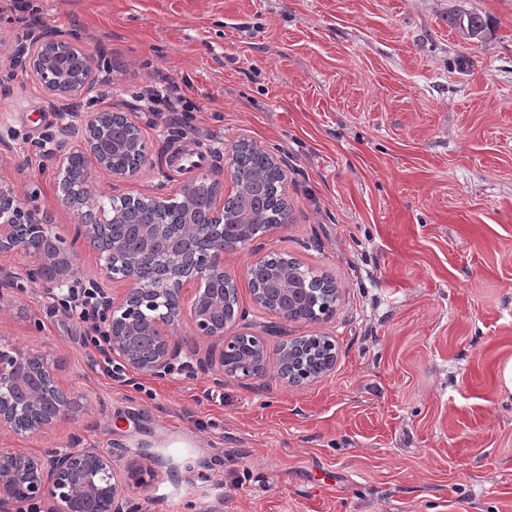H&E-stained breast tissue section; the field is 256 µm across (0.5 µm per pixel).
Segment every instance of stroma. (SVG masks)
Returning a JSON list of instances; mask_svg holds the SVG:
<instances>
[{
	"label": "stroma",
	"instance_id": "stroma-1",
	"mask_svg": "<svg viewBox=\"0 0 512 512\" xmlns=\"http://www.w3.org/2000/svg\"><path fill=\"white\" fill-rule=\"evenodd\" d=\"M44 23L112 78L98 94L150 144L139 178L94 193L170 196L198 172L224 178L252 142L287 172L290 220L226 251L238 306L269 354L331 337L336 365L301 386L275 371L216 383L198 338L167 379L103 374L99 352L56 312L28 258L0 256V343L42 354L79 402L74 420L0 448H95L142 468L140 512H512V0H42ZM490 19L481 41L448 25ZM189 113L136 109L155 73ZM0 178L36 194L77 283L103 257L57 203L38 145L56 114L29 70L0 68ZM205 155L203 169L181 153ZM31 155L19 169L15 160ZM280 254L328 274L334 312L309 324L259 308L253 261Z\"/></svg>",
	"mask_w": 512,
	"mask_h": 512
}]
</instances>
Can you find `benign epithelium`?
Listing matches in <instances>:
<instances>
[{
    "mask_svg": "<svg viewBox=\"0 0 512 512\" xmlns=\"http://www.w3.org/2000/svg\"><path fill=\"white\" fill-rule=\"evenodd\" d=\"M16 59L58 99L91 100L100 81L98 58L51 27L27 35ZM58 129L50 149L56 200L78 215L79 233L104 256L106 278L126 283L118 297L102 289L109 358L142 377L166 379L181 355L178 333L188 313L195 335L220 341L206 367L221 378L265 376L270 360L264 339L245 327L231 331L244 315L230 301L236 283L224 271V250L249 232L246 223H224V203L239 191L234 175L227 174L225 183L201 175L182 183L170 199L123 195L120 209H107L89 180L77 185L68 179L71 164L80 155L118 181L136 177L149 154L139 127L118 107L107 106L60 112ZM174 203L184 212L182 224L130 223L134 209L160 211ZM55 239L49 213L36 198L0 180V255L23 252L32 261L31 282L52 277L61 288L78 272V262L77 254L53 244ZM286 292L304 297L307 307H275L268 292L252 289L257 305L285 321L318 322L335 310L308 288ZM335 363L336 345L329 337L305 336L282 346L275 367L284 382L297 386L330 372ZM73 409V397L42 355L16 346L0 349L1 431L38 434ZM132 483H146L142 469L122 473L94 448H44L36 455L0 448V506L48 496L47 512H131L126 490Z\"/></svg>",
    "mask_w": 512,
    "mask_h": 512,
    "instance_id": "obj_1",
    "label": "benign epithelium"
}]
</instances>
